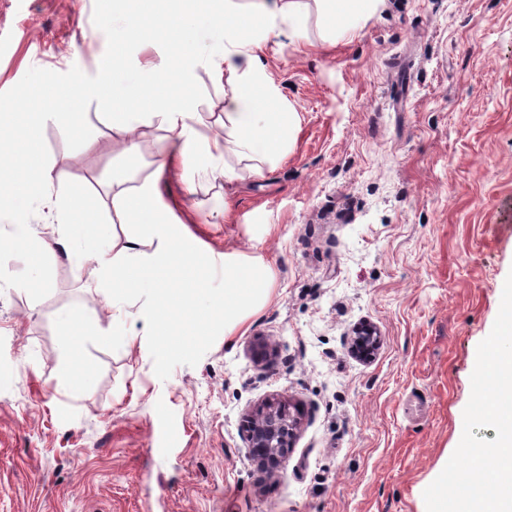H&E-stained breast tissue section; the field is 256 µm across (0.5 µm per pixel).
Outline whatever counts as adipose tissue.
Listing matches in <instances>:
<instances>
[{
    "label": "adipose tissue",
    "instance_id": "adipose-tissue-1",
    "mask_svg": "<svg viewBox=\"0 0 512 512\" xmlns=\"http://www.w3.org/2000/svg\"><path fill=\"white\" fill-rule=\"evenodd\" d=\"M120 18L129 32L150 20L153 32L172 44L173 64L167 87H160L152 69L142 68L120 83L113 77L124 68L122 56H113L102 68L94 88L79 78L59 81L43 76V87L55 102L68 106L73 131H80L75 104L89 92L112 99L108 119L126 134L122 152L135 157L139 145L130 136L137 124L150 118L164 128L171 150L163 154L154 179L133 191L126 190L128 174L112 173V206L128 230L123 245H116L114 227L100 223V201L83 187L55 191L50 170L34 134L44 122L42 112H22L11 123L0 121V220H9L38 203L48 222L44 230L32 224L13 227L11 242L32 253L59 250L74 265L93 263L98 278L111 286L113 301L130 300L149 293L152 304L142 317L156 325L161 338L159 356L189 349L215 329L234 335L263 305L273 284L272 267L259 256L228 252L221 265L201 257L184 225L173 224L159 204L157 180L173 173L187 177L201 158L210 161L211 173L220 179L225 193H232L238 175L228 163L236 155L258 161L283 156L300 125L297 112L282 103L271 75L258 53L264 38L288 24L299 30L306 12L305 0H117ZM383 0H320L322 19L336 36L353 33L351 18L375 14ZM224 26V52L204 60L213 71L226 75L232 87L224 113L223 138L209 137L190 125L195 89L184 78L196 50L185 33L175 32L178 20ZM156 240L153 251H145V239ZM126 322L118 319L103 328L82 311H70L61 320L60 347L64 376L83 380L88 368L81 360L85 337L112 343L125 335Z\"/></svg>",
    "mask_w": 512,
    "mask_h": 512
}]
</instances>
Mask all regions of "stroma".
Returning <instances> with one entry per match:
<instances>
[{
  "label": "stroma",
  "mask_w": 512,
  "mask_h": 512,
  "mask_svg": "<svg viewBox=\"0 0 512 512\" xmlns=\"http://www.w3.org/2000/svg\"><path fill=\"white\" fill-rule=\"evenodd\" d=\"M113 0H0V114L49 112L18 88L44 73L97 77L123 52L164 72L166 44H118ZM330 38L316 6L301 32L280 26L260 59L301 117L288 154L254 174L235 160L225 196L201 160L193 184L160 183L171 223L220 259L262 256L269 300L232 339L223 330L158 359L131 301L135 339L86 338L91 375L57 379L59 316L114 308L92 268L44 256L47 289L0 287V512H426L424 490L463 431L477 347L512 272V0H384ZM194 126L224 134V79L186 72ZM108 103L88 98L81 134L49 113L39 146L54 183L91 185L110 208L112 170L152 177L165 131L144 125L139 153L113 151ZM98 141L86 151L84 137ZM376 327L371 362L349 343ZM277 349L257 366L252 344ZM280 396L303 410L286 468L252 465L243 421Z\"/></svg>",
  "instance_id": "stroma-1"
}]
</instances>
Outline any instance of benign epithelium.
<instances>
[{"instance_id":"7a95c632","label":"benign epithelium","mask_w":512,"mask_h":512,"mask_svg":"<svg viewBox=\"0 0 512 512\" xmlns=\"http://www.w3.org/2000/svg\"><path fill=\"white\" fill-rule=\"evenodd\" d=\"M379 345L377 331L364 325L353 337L352 350L359 359L369 361ZM252 350L264 367L272 366L276 351L265 340L257 339ZM301 425V411L291 400L271 397L261 403L250 416L246 435L254 466L271 477L281 474Z\"/></svg>"}]
</instances>
